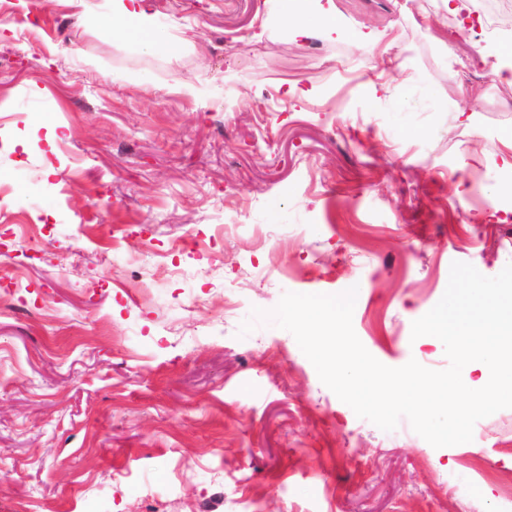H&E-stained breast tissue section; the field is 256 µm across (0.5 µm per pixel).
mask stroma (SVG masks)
I'll return each mask as SVG.
<instances>
[{"mask_svg":"<svg viewBox=\"0 0 512 512\" xmlns=\"http://www.w3.org/2000/svg\"><path fill=\"white\" fill-rule=\"evenodd\" d=\"M334 2L326 41L263 30L278 0H145L196 30L173 56L96 26L106 0L0 13V289L25 303L0 310V512H512V408L436 448L359 418L290 332L239 334L284 293L354 286L373 357L443 370L413 321L452 262H512V85L485 53L512 29ZM370 31L394 40L374 61ZM283 85L309 95L271 105ZM37 217L32 260L9 226Z\"/></svg>","mask_w":512,"mask_h":512,"instance_id":"obj_1","label":"stroma"}]
</instances>
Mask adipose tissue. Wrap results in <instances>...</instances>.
Segmentation results:
<instances>
[{
    "label": "adipose tissue",
    "instance_id": "adipose-tissue-1",
    "mask_svg": "<svg viewBox=\"0 0 512 512\" xmlns=\"http://www.w3.org/2000/svg\"><path fill=\"white\" fill-rule=\"evenodd\" d=\"M300 7H287L278 16L280 26L288 35L297 37L308 35V27L300 19L307 14H315L319 30L325 36L336 32V15L324 9H316L317 0H300ZM100 25L105 30L123 40L142 54L161 52L173 55L186 44L185 39L169 28L159 27L152 13L148 11L144 0H110V11L101 19Z\"/></svg>",
    "mask_w": 512,
    "mask_h": 512
}]
</instances>
